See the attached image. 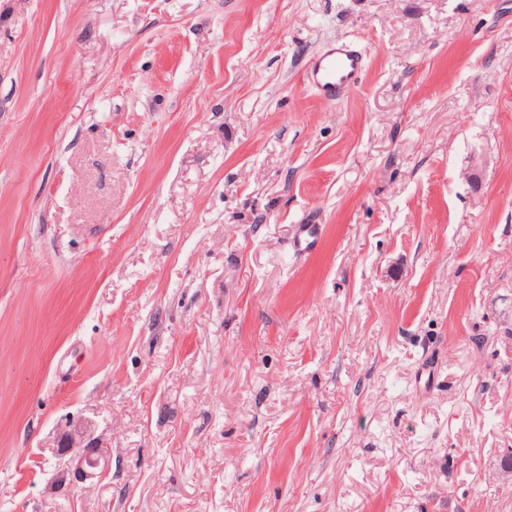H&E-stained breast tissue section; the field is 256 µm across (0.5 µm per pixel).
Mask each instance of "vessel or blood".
<instances>
[{"mask_svg":"<svg viewBox=\"0 0 512 512\" xmlns=\"http://www.w3.org/2000/svg\"><path fill=\"white\" fill-rule=\"evenodd\" d=\"M364 69L362 54L349 42L339 41L311 58L307 79L324 99L334 102L359 85Z\"/></svg>","mask_w":512,"mask_h":512,"instance_id":"b4317fda","label":"vessel or blood"}]
</instances>
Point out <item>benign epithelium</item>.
I'll return each mask as SVG.
<instances>
[{"mask_svg": "<svg viewBox=\"0 0 512 512\" xmlns=\"http://www.w3.org/2000/svg\"><path fill=\"white\" fill-rule=\"evenodd\" d=\"M58 456L64 460L66 469L59 475V481L73 475L76 481L101 478L109 470L110 457L103 441L91 437L88 425L76 422L61 438Z\"/></svg>", "mask_w": 512, "mask_h": 512, "instance_id": "benign-epithelium-1", "label": "benign epithelium"}]
</instances>
